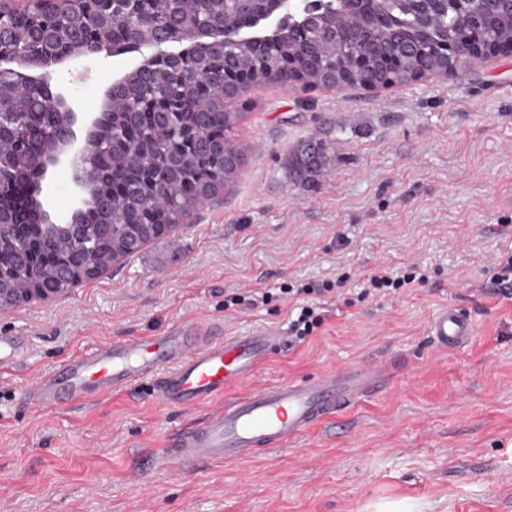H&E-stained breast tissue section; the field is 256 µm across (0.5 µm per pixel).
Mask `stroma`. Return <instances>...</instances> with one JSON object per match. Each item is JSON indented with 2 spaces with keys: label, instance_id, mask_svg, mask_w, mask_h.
Returning a JSON list of instances; mask_svg holds the SVG:
<instances>
[{
  "label": "stroma",
  "instance_id": "stroma-1",
  "mask_svg": "<svg viewBox=\"0 0 512 512\" xmlns=\"http://www.w3.org/2000/svg\"><path fill=\"white\" fill-rule=\"evenodd\" d=\"M129 56L75 60L57 84L98 112ZM90 77H82L83 69ZM244 163L201 219L146 243L52 301L0 310L29 353L0 375V512H512V299L495 263L512 252V55L371 92L260 83L231 106ZM324 146L301 177L288 158ZM425 269L398 296H362L381 268ZM330 284V312L225 399L347 364L386 363L383 387L288 447L200 468H153L172 434L211 410L162 406L145 378L100 401L37 409L20 386L95 342L192 320L216 336L288 327L279 289ZM276 293L228 308L225 296ZM453 304L463 347H431ZM427 336L438 349L459 348L473 336V323L460 308L449 305L430 320Z\"/></svg>",
  "mask_w": 512,
  "mask_h": 512
}]
</instances>
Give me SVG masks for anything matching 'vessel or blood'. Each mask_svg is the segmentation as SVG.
I'll list each match as a JSON object with an SVG mask.
<instances>
[{"label":"vessel or blood","mask_w":512,"mask_h":512,"mask_svg":"<svg viewBox=\"0 0 512 512\" xmlns=\"http://www.w3.org/2000/svg\"><path fill=\"white\" fill-rule=\"evenodd\" d=\"M427 335L436 348L455 349L470 340L473 323L449 305L430 320ZM284 340V330L274 326L219 339L183 321L158 336L92 346L63 370L43 373L21 387L18 398L30 406L51 407L105 397L150 376L161 405L198 406L253 376ZM26 353L23 337L0 336V373L15 368ZM382 382L379 368L359 365L256 389L226 400L201 425L176 433L159 463L199 467L280 448L375 393Z\"/></svg>","instance_id":"1"}]
</instances>
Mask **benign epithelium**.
<instances>
[{
	"label": "benign epithelium",
	"mask_w": 512,
	"mask_h": 512,
	"mask_svg": "<svg viewBox=\"0 0 512 512\" xmlns=\"http://www.w3.org/2000/svg\"><path fill=\"white\" fill-rule=\"evenodd\" d=\"M0 0V96L16 92L31 115L23 123L9 122L0 114V194L16 195L25 190L19 162L25 160L46 175L51 168L69 171L74 209H112V194L98 186L94 174L103 163L124 153L129 132L137 133L143 152L156 151L154 133L177 128L184 103L201 86L197 78L216 56L223 64L217 81L243 93L249 84L238 68V49L261 54L272 38L283 30L288 36L299 31L313 42L333 36L358 63L372 50L377 32L391 30L410 48L407 58L393 50L382 57V76L363 82L368 91L390 89L395 76L408 60L421 70L413 81L428 78L424 65L431 59L450 62L460 57L477 66L499 56L512 55V42H494L476 37L490 30L501 13L512 12V0H454L473 19L471 31L437 37L432 31L435 5L448 8L447 0H408L415 23L401 26L388 12L383 0H351L344 22L333 32L312 13L306 0H220V18H215V0H195L193 12L172 11L158 16L151 0H22L23 7ZM265 22L271 33L245 36V24ZM135 52L140 57L130 71L113 79L103 93L101 113L91 117L80 113L79 103L62 91H52V74L68 62ZM304 60L290 59L270 80L296 86L303 91L313 86L295 78ZM205 114H197L192 133L177 147L162 154L156 165L135 178L122 176L123 193L131 182L156 183L179 164L181 156L194 152L202 156L223 150L206 132ZM20 261L33 271L31 288L0 304V309L49 301L66 292L69 261L54 267L50 278L55 288L43 286L40 277V247L25 243L18 251Z\"/></svg>",
	"instance_id": "benign-epithelium-1"
}]
</instances>
